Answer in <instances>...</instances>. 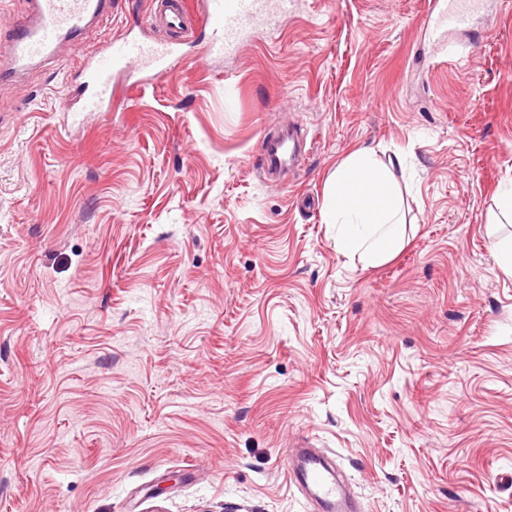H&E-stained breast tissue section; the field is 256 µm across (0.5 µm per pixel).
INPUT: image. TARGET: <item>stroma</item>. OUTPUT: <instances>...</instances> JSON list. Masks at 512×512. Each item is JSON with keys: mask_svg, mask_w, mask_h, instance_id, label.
I'll list each match as a JSON object with an SVG mask.
<instances>
[{"mask_svg": "<svg viewBox=\"0 0 512 512\" xmlns=\"http://www.w3.org/2000/svg\"><path fill=\"white\" fill-rule=\"evenodd\" d=\"M429 0H292L231 58L108 112L70 64L0 84V512H315L286 456L337 455L364 512H512V0L434 49ZM299 125L308 153L263 169ZM361 147L405 159L404 247L323 221Z\"/></svg>", "mask_w": 512, "mask_h": 512, "instance_id": "stroma-1", "label": "stroma"}]
</instances>
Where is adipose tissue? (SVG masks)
<instances>
[{
  "label": "adipose tissue",
  "mask_w": 512,
  "mask_h": 512,
  "mask_svg": "<svg viewBox=\"0 0 512 512\" xmlns=\"http://www.w3.org/2000/svg\"><path fill=\"white\" fill-rule=\"evenodd\" d=\"M400 158L379 160L373 149L350 153L325 181L324 221L336 230L337 252L376 267L390 260L404 243L406 220L395 177Z\"/></svg>",
  "instance_id": "ef3b65f1"
}]
</instances>
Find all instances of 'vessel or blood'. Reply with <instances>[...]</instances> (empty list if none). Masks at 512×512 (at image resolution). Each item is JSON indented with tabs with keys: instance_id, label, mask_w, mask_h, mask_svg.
<instances>
[{
	"instance_id": "vessel-or-blood-1",
	"label": "vessel or blood",
	"mask_w": 512,
	"mask_h": 512,
	"mask_svg": "<svg viewBox=\"0 0 512 512\" xmlns=\"http://www.w3.org/2000/svg\"><path fill=\"white\" fill-rule=\"evenodd\" d=\"M110 0H27L25 11L0 37V80L25 74L56 55L60 44L82 35L106 14ZM289 0H205L201 15H194L187 0H156L155 8L140 22L141 33L125 32L93 50L74 68L78 78L67 94L64 112H107L122 78L150 84L169 74L187 58L185 41L202 29L200 53L205 57L235 55L257 30L269 7L286 11ZM484 0H430L426 25L436 41L452 34H467ZM155 26L162 38L146 36ZM295 486L315 501L321 512H354L351 492L339 476L338 464L310 448L296 449L288 466Z\"/></svg>"
}]
</instances>
